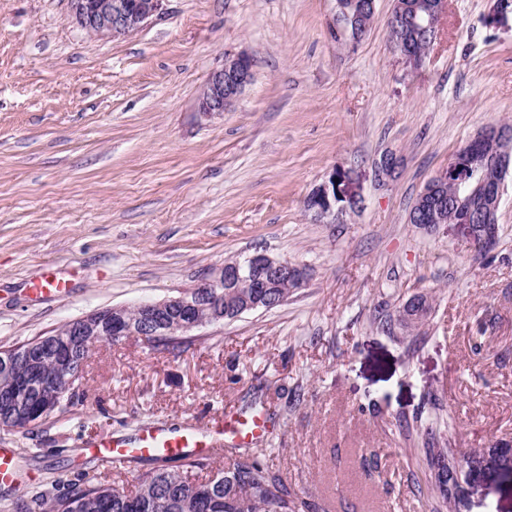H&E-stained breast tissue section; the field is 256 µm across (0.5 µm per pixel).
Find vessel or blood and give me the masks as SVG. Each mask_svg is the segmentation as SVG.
<instances>
[{"instance_id":"b4317fda","label":"vessel or blood","mask_w":512,"mask_h":512,"mask_svg":"<svg viewBox=\"0 0 512 512\" xmlns=\"http://www.w3.org/2000/svg\"><path fill=\"white\" fill-rule=\"evenodd\" d=\"M266 434V422L260 415L248 418L232 417L223 423L225 439L238 442L244 448L249 447L253 441L264 439ZM89 448L91 453L107 467L131 456L181 453L214 456L223 450L221 444L209 440L206 435L196 430L187 429L180 433H168L159 428L142 430L136 440L131 443L104 435L91 442Z\"/></svg>"}]
</instances>
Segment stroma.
Returning a JSON list of instances; mask_svg holds the SVG:
<instances>
[{
	"mask_svg": "<svg viewBox=\"0 0 512 512\" xmlns=\"http://www.w3.org/2000/svg\"><path fill=\"white\" fill-rule=\"evenodd\" d=\"M448 0L423 64L391 50L393 0L357 45L333 40L334 0H164L137 32L99 40L68 0H0V349L112 306L196 287L264 249L302 265L282 305L193 331L166 349L98 343L77 399L0 431L24 475L72 477L92 439L146 427L210 428L261 397L267 459L311 512H449L416 429L461 452L512 438V178L495 250L457 225L409 221L427 182L483 127L512 125V15ZM252 76L223 113L199 94L227 58ZM399 173L379 185L385 152ZM362 209L340 224L303 207L333 169ZM61 294L33 295L45 272ZM424 325L390 333L415 294ZM461 512H512V479Z\"/></svg>",
	"mask_w": 512,
	"mask_h": 512,
	"instance_id": "35a3bbf8",
	"label": "stroma"
}]
</instances>
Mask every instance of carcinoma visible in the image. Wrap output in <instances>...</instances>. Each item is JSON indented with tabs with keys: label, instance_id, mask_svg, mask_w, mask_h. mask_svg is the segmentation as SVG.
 <instances>
[{
	"label": "carcinoma",
	"instance_id": "carcinoma-1",
	"mask_svg": "<svg viewBox=\"0 0 512 512\" xmlns=\"http://www.w3.org/2000/svg\"><path fill=\"white\" fill-rule=\"evenodd\" d=\"M394 39L403 38L422 51L427 41L420 32L390 30ZM117 336H42L12 349L0 350V399L11 387L14 376L29 368V359L37 361V375L52 376L56 383L46 386L38 379L30 381L22 406L8 412L0 403V424L5 429L39 423L56 410L71 404L81 364L102 341H117ZM54 342L71 344L65 359L38 357L42 346ZM433 485L443 502L448 496L435 470L442 461H453L457 449L437 446L424 448ZM155 464L138 477L132 491L118 488L90 466L71 479L57 478L27 488L20 501L5 504L3 512H307L311 505L288 489L279 469L266 460V449L254 445L239 452L217 470L207 457L193 454L154 455Z\"/></svg>",
	"mask_w": 512,
	"mask_h": 512
}]
</instances>
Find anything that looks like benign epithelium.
<instances>
[{"instance_id": "1", "label": "benign epithelium", "mask_w": 512, "mask_h": 512, "mask_svg": "<svg viewBox=\"0 0 512 512\" xmlns=\"http://www.w3.org/2000/svg\"><path fill=\"white\" fill-rule=\"evenodd\" d=\"M163 0H69V16L80 28L94 38H112L131 34L146 25L162 9ZM397 9L391 12L390 22L422 21L431 40H436L438 22L447 13L448 0H396ZM393 52L408 68L415 70L423 63L411 46H392ZM252 61L246 54L228 59L224 67L211 73L199 96V111L216 114L224 111L243 90L251 78ZM494 155L500 179L490 183L475 178L469 156L477 153ZM397 157L385 153L375 163L378 181L396 177ZM512 172V127L488 126L474 136L449 164L448 168L431 178L419 194L413 218L417 224H455L463 227L466 237L477 248H494L499 235L498 212L504 191V182ZM363 204L360 185L353 171L333 170L326 180L316 185L305 197V210L320 224L346 221L347 215L357 212ZM290 280L300 288L306 281V272L297 264L277 258L264 250L247 257L244 264L222 266L202 284L194 294L214 291L213 304L224 311L223 288L230 284L246 283L257 289L252 298L235 311L230 319L242 314L267 309L265 292L281 279ZM198 305L186 292H178L165 299L139 306L137 323L125 318L126 307L112 306L73 319L61 325L69 336H162L191 330L206 324L197 318ZM512 471V441L500 440L490 448H481L465 454L457 466L455 481L448 483L450 502L461 504L467 491L486 482L487 467L492 461Z\"/></svg>"}]
</instances>
